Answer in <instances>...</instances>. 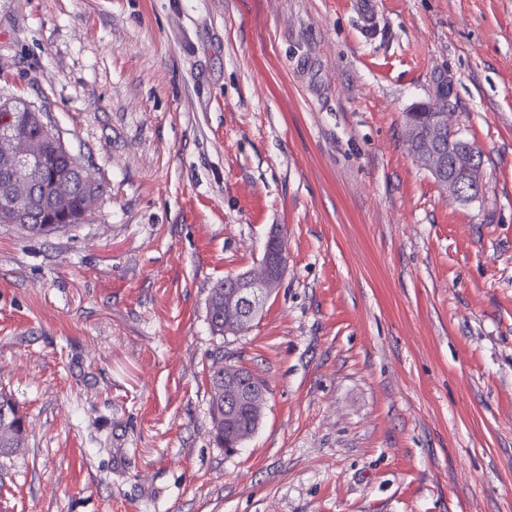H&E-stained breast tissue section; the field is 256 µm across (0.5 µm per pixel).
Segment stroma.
Returning <instances> with one entry per match:
<instances>
[{
	"mask_svg": "<svg viewBox=\"0 0 512 512\" xmlns=\"http://www.w3.org/2000/svg\"><path fill=\"white\" fill-rule=\"evenodd\" d=\"M442 81L467 201L406 141ZM10 98L105 190L0 224V512H512V0H0ZM274 227L280 287L213 335ZM219 347L268 388L232 454ZM224 373L228 376V365L224 366V355L218 352L211 365V374L209 375L210 383V405L215 438L222 446H224ZM239 445L238 447H240ZM237 447V448H238ZM237 448H226L227 452H234ZM26 429L20 410L12 398L0 392V454L24 448Z\"/></svg>",
	"mask_w": 512,
	"mask_h": 512,
	"instance_id": "35a3bbf8",
	"label": "stroma"
}]
</instances>
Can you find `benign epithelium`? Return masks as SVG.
I'll list each match as a JSON object with an SVG mask.
<instances>
[{
    "instance_id": "1",
    "label": "benign epithelium",
    "mask_w": 512,
    "mask_h": 512,
    "mask_svg": "<svg viewBox=\"0 0 512 512\" xmlns=\"http://www.w3.org/2000/svg\"><path fill=\"white\" fill-rule=\"evenodd\" d=\"M421 112H430L432 116L423 140L424 146L415 151L413 157L441 179L450 196L462 200L476 197L483 181L481 151L458 136L447 112L436 110L429 103L414 106L407 115ZM42 153V142L0 132V158L16 167L14 175L0 184L3 220L9 224L33 223L31 213L15 207L14 203L35 190L27 172L40 160ZM287 263L285 242L278 228L274 227L257 268L230 278L232 290L224 297L226 312L241 322L257 316L263 303L279 288Z\"/></svg>"
}]
</instances>
